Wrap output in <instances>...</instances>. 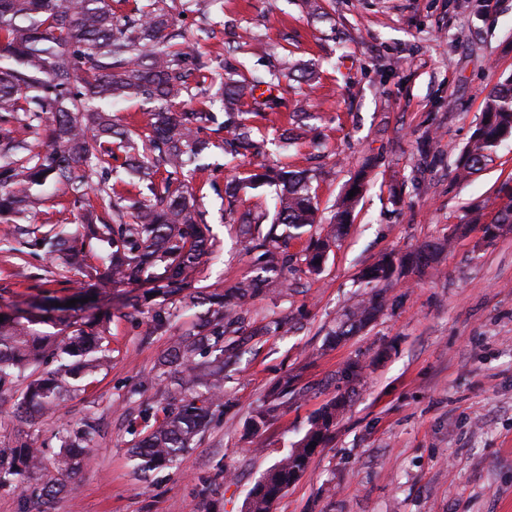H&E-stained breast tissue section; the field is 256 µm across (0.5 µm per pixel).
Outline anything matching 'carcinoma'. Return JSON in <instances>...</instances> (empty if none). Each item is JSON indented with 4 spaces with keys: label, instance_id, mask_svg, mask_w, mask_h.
Segmentation results:
<instances>
[{
    "label": "carcinoma",
    "instance_id": "1",
    "mask_svg": "<svg viewBox=\"0 0 512 512\" xmlns=\"http://www.w3.org/2000/svg\"><path fill=\"white\" fill-rule=\"evenodd\" d=\"M170 22L163 10L146 4L134 7V16H118L108 0H0V112H22L26 127L38 130L43 115H52L49 140L33 150L25 138L0 133V216L14 222L25 219L33 203L31 189L53 180L72 190L75 201L83 198L92 174L104 186V212H112L113 223H88L81 232L52 229L31 245L52 254L66 252L78 259L92 241L112 247L106 266L79 268L81 297L95 303L112 287L127 282L162 291L171 304H210L206 334L190 333L177 340L163 364H175L180 375L167 384L165 400L170 409L158 419L154 406L142 410L145 431L131 447V457L140 470L173 465L198 440L210 407L224 388V337L239 316L224 308V296L198 299L184 291L199 271L210 248V230L199 223L191 194L182 190L191 166L197 165L209 143L199 138L206 124L216 120L212 101L188 103L179 112L171 103L188 92L192 81L208 69L202 55L167 32ZM287 74L281 69L264 77L224 82L221 107L228 116L222 128L232 134L237 154L256 148L254 126L242 118L248 106L256 117L278 105L274 91ZM141 99L157 104L146 130L119 128L98 102ZM512 136V78L490 92L484 101L481 122L458 158L454 173L464 181L480 171L504 135ZM128 160L130 170L145 182L147 193L127 201L129 190L122 179L112 178V145ZM312 177L303 170L268 169L232 181L226 194L247 186L275 187V219L261 234L265 214L242 223L246 237L262 235L260 268L269 273L280 269L279 253L267 246L284 225L301 235L316 223ZM490 224L512 226V187L499 191ZM355 199L343 198L330 230L309 246L306 258L311 272L320 269L331 241L341 237L350 223ZM439 244L395 257L382 256L363 272V279L377 287L343 319L334 337L349 336L371 322L380 311L386 286L400 278L403 270L435 261ZM65 308L47 299L37 311L19 310L3 315L0 322V390L13 388L20 379V403L16 418L33 424L56 412L60 403L82 391L84 379L109 362L102 345L107 317L63 314ZM290 383L285 380L271 394L267 405L253 414L250 429L259 431L275 414L288 406ZM340 402L319 411L300 445L266 471L251 489L245 512H272L274 503L303 473L315 449L321 447L336 423ZM95 422L66 430L51 465L44 451L34 445L0 447V487L21 490L40 474L45 477L37 496V512L63 492L71 475L89 459L87 442Z\"/></svg>",
    "mask_w": 512,
    "mask_h": 512
}]
</instances>
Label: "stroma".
Listing matches in <instances>:
<instances>
[{
  "mask_svg": "<svg viewBox=\"0 0 512 512\" xmlns=\"http://www.w3.org/2000/svg\"><path fill=\"white\" fill-rule=\"evenodd\" d=\"M157 2L172 32L208 61V92L237 73L293 65L314 72L312 84L278 88L274 122L255 133L261 154L217 150L190 177L199 217L212 229L192 292L259 282L232 335L224 394L177 468H135L129 448L144 428L141 404L162 406L161 361L199 311L180 308L157 327L129 306L139 288L125 283L102 302L112 313L108 367L32 426L13 421L16 394L0 395V446L28 441L55 450L60 432L92 413L90 459L49 512H244L262 474L342 398L329 439L273 512H512V230L488 239L470 221L512 181V137L470 181L452 173L485 96L512 76V0H316L312 10L304 0H199L189 11L183 0ZM245 35L265 52L242 47ZM301 104L310 130L281 146ZM365 163L370 181L354 221L321 272L308 273L303 262L307 234L280 237L287 267L261 271L241 220L272 210L270 190L230 201L226 180L269 166L308 170L326 223ZM96 202L94 192L78 202L46 183L23 223H0V240L39 236L55 224L78 228ZM436 243L444 249L431 267L402 274L370 323L333 339L344 313L372 291L362 279L367 266ZM76 278V266L43 251L0 249L1 307L77 296ZM351 365L357 378L345 375ZM286 377L296 392L287 412L249 433V418Z\"/></svg>",
  "mask_w": 512,
  "mask_h": 512,
  "instance_id": "35a3bbf8",
  "label": "stroma"
}]
</instances>
